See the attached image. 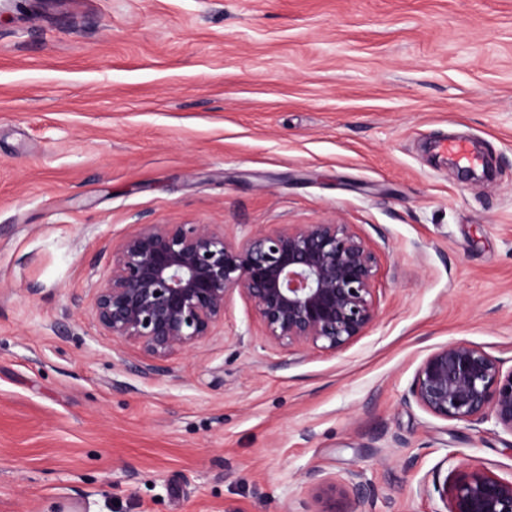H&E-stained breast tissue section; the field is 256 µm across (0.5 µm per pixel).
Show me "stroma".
<instances>
[{
  "mask_svg": "<svg viewBox=\"0 0 512 512\" xmlns=\"http://www.w3.org/2000/svg\"><path fill=\"white\" fill-rule=\"evenodd\" d=\"M471 142L475 180L436 154ZM348 225L376 323L300 361L232 294L200 353L94 319L142 224ZM465 340L512 367V0H67L0 19V512H443L512 434L407 398ZM361 479L360 473H350L349 479L344 485L336 486V483L327 481H317L312 483V491L314 492L315 500L321 504V510L316 512H340L336 511V491L339 490V495L346 496L351 493L353 497L359 502L364 503L372 496L370 487Z\"/></svg>",
  "mask_w": 512,
  "mask_h": 512,
  "instance_id": "obj_1",
  "label": "stroma"
}]
</instances>
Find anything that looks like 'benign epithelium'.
<instances>
[{"label":"benign epithelium","instance_id":"benign-epithelium-1","mask_svg":"<svg viewBox=\"0 0 512 512\" xmlns=\"http://www.w3.org/2000/svg\"><path fill=\"white\" fill-rule=\"evenodd\" d=\"M375 277V256L345 224L258 228L238 243L210 224H144L112 249L94 316L105 335L139 346L152 360L144 374L159 371L172 355L199 352L224 322L236 290L253 306L270 344L336 353L377 320ZM410 394L434 417L491 421L512 434V368L504 370L470 342L429 352ZM312 491L319 512H336L338 494L360 503L372 496L359 473L340 487L314 482ZM439 492L446 512H512V480L484 468L456 467Z\"/></svg>","mask_w":512,"mask_h":512}]
</instances>
